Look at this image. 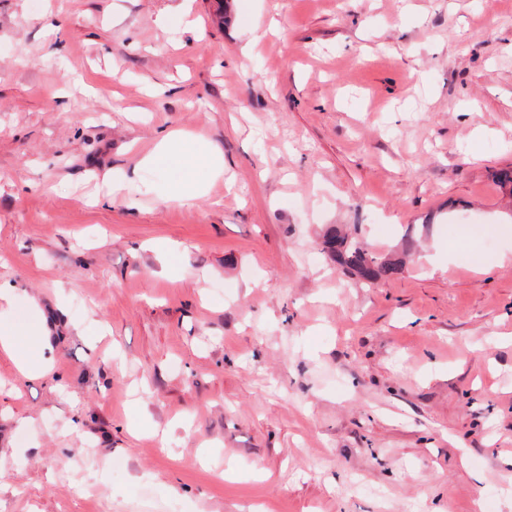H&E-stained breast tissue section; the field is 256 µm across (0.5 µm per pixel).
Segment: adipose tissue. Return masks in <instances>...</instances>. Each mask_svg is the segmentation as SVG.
<instances>
[{"mask_svg":"<svg viewBox=\"0 0 512 512\" xmlns=\"http://www.w3.org/2000/svg\"><path fill=\"white\" fill-rule=\"evenodd\" d=\"M140 163L170 172L168 197L176 201L194 198L207 175H217L224 170L222 153L212 143L175 132L167 133ZM1 301L7 308L0 313V347L11 352L23 375L49 369L51 362L44 355L50 346L49 329L46 324L33 323L28 318L29 310L36 306L34 299L17 301L14 289L0 286Z\"/></svg>","mask_w":512,"mask_h":512,"instance_id":"adipose-tissue-1","label":"adipose tissue"}]
</instances>
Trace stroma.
<instances>
[{"label":"stroma","mask_w":512,"mask_h":512,"mask_svg":"<svg viewBox=\"0 0 512 512\" xmlns=\"http://www.w3.org/2000/svg\"><path fill=\"white\" fill-rule=\"evenodd\" d=\"M173 129L224 153L184 204ZM507 170L512 0H0V284L54 364L0 351V512H512ZM332 225L418 247L369 285Z\"/></svg>","instance_id":"1"}]
</instances>
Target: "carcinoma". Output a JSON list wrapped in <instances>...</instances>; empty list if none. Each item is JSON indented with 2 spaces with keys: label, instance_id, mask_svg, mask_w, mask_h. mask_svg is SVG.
<instances>
[{
  "label": "carcinoma",
  "instance_id": "cac0c4a2",
  "mask_svg": "<svg viewBox=\"0 0 512 512\" xmlns=\"http://www.w3.org/2000/svg\"><path fill=\"white\" fill-rule=\"evenodd\" d=\"M323 245L324 251L344 273L355 275L370 283L393 275L402 268V260L378 256L356 238L343 235L335 228L327 231Z\"/></svg>",
  "mask_w": 512,
  "mask_h": 512
}]
</instances>
